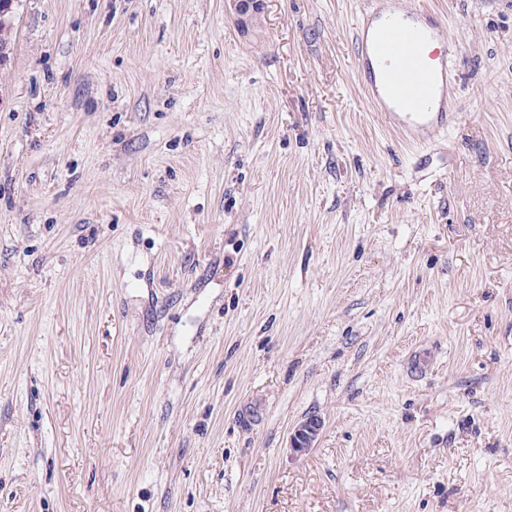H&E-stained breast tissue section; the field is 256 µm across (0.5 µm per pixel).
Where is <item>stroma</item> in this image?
<instances>
[{"mask_svg": "<svg viewBox=\"0 0 512 512\" xmlns=\"http://www.w3.org/2000/svg\"><path fill=\"white\" fill-rule=\"evenodd\" d=\"M367 0H19L0 512H512V0L458 118L369 110ZM315 416L313 448H289ZM227 2L233 6L238 15V25L245 31L261 13L263 0H227Z\"/></svg>", "mask_w": 512, "mask_h": 512, "instance_id": "1", "label": "stroma"}]
</instances>
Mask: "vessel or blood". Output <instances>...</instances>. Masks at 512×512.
Returning <instances> with one entry per match:
<instances>
[{
	"instance_id": "1",
	"label": "vessel or blood",
	"mask_w": 512,
	"mask_h": 512,
	"mask_svg": "<svg viewBox=\"0 0 512 512\" xmlns=\"http://www.w3.org/2000/svg\"><path fill=\"white\" fill-rule=\"evenodd\" d=\"M356 67L365 99L406 144L421 148L454 122L460 43L438 12L371 0L357 25Z\"/></svg>"
}]
</instances>
